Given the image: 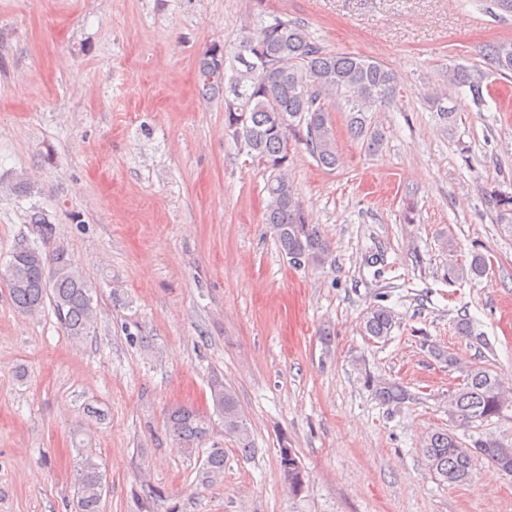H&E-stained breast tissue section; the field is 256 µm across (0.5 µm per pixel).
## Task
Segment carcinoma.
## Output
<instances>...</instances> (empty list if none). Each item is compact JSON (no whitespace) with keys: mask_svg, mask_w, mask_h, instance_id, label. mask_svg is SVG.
<instances>
[{"mask_svg":"<svg viewBox=\"0 0 512 512\" xmlns=\"http://www.w3.org/2000/svg\"><path fill=\"white\" fill-rule=\"evenodd\" d=\"M207 50L198 69L204 94L224 98V127L240 150L263 167L268 199L264 223L271 225L278 247L288 258L298 256L303 264L328 262L330 243L318 227L308 223L286 170L290 157L288 131L306 128V145L318 165L336 166V135L327 101L340 97L347 112L350 132L375 153L384 134L372 125L370 113L391 104L398 90L399 78L386 65L347 53H333L315 40L305 26L288 18L273 17L257 27L243 31L239 42L223 49L220 57ZM489 69L512 73V42H500L485 49ZM448 82L466 88L472 101L482 104L488 86L483 74L466 66L448 72ZM39 243H21L14 247L10 260L0 271L14 307L24 314H37L45 305L51 309L63 330L81 338L91 328L95 307V288L63 250L47 251L55 232L41 212L30 217ZM487 260L474 253L468 264L456 274L471 280L483 277ZM395 315L376 306L363 319L364 334L378 340L390 335ZM433 356L464 373L463 383L448 393V427L429 432L421 452L429 468L450 485L470 478L471 459L486 458L502 469L512 467L509 447L479 437L471 443L460 441L459 429L476 422L489 421L512 410V380L492 369L467 366L444 350L431 348ZM376 398L388 406L399 407L413 398L407 386L395 379L365 376ZM214 412L221 418L224 434L233 438L243 456L254 453L250 428L235 393L221 379L210 387ZM168 436L191 454L209 440L213 430L210 415L193 406L169 412L165 421ZM224 473V449L211 448L203 464V478L210 480ZM288 489L302 491L305 476L295 468L283 469ZM104 492L103 474L90 455L81 457L76 485L77 512H101Z\"/></svg>","mask_w":512,"mask_h":512,"instance_id":"obj_1","label":"carcinoma"}]
</instances>
